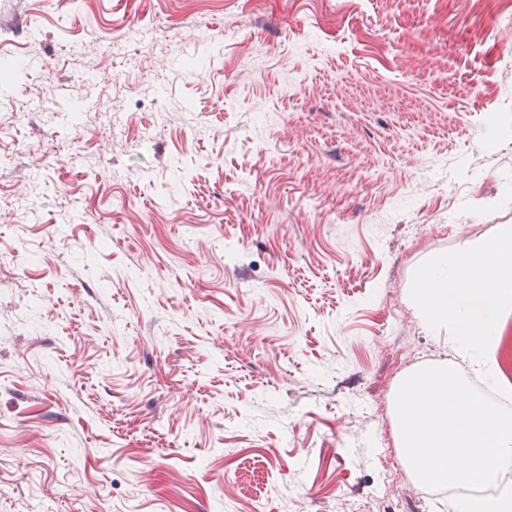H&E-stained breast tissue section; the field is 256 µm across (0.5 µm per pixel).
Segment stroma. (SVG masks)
<instances>
[{"instance_id": "1", "label": "stroma", "mask_w": 512, "mask_h": 512, "mask_svg": "<svg viewBox=\"0 0 512 512\" xmlns=\"http://www.w3.org/2000/svg\"><path fill=\"white\" fill-rule=\"evenodd\" d=\"M512 225V0H0V512H448L410 302Z\"/></svg>"}]
</instances>
